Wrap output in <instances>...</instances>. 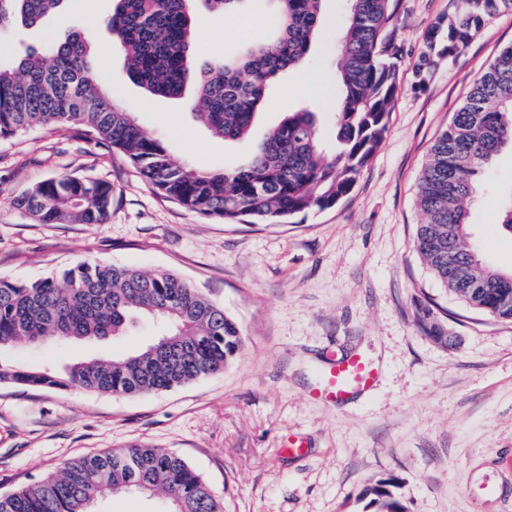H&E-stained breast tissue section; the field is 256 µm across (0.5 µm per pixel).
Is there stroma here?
I'll return each instance as SVG.
<instances>
[{"label":"stroma","instance_id":"obj_1","mask_svg":"<svg viewBox=\"0 0 512 512\" xmlns=\"http://www.w3.org/2000/svg\"><path fill=\"white\" fill-rule=\"evenodd\" d=\"M456 0H400L395 44L399 90L387 131L352 193L336 206L285 224L205 218L156 193L119 151L78 128L35 125L0 140V277L28 283L83 259L166 270L223 307L245 344L224 373L136 397L79 388L0 383V494L29 486L74 458L130 443L182 455L224 512H367L364 490L392 479L408 512H512V322L477 312L426 269L411 242L427 151L470 86L512 45V9L489 18L454 60L425 76L415 65L425 37ZM113 0H66L63 16L17 27L0 51L20 56L71 30L93 32L99 80L115 104L162 138L178 163L234 168L286 113L318 114L334 139L332 87L336 20L343 0H326L309 61L271 91L277 108L258 114L248 139L213 137L194 114V89L154 97L124 73V52L105 27ZM268 0L233 13L197 7L195 53L219 59L266 24ZM58 175L111 183L103 224H39L13 201ZM472 241L493 267L512 270V235L497 224L502 188L512 185V149L476 180ZM454 337L432 340L430 326ZM138 321L126 335L84 348L19 345L0 362L60 369L83 355L120 357L156 335ZM362 353L379 369L375 387L341 405L312 395L333 353ZM305 438L303 455L281 449Z\"/></svg>","mask_w":512,"mask_h":512}]
</instances>
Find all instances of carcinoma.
<instances>
[{
    "mask_svg": "<svg viewBox=\"0 0 512 512\" xmlns=\"http://www.w3.org/2000/svg\"><path fill=\"white\" fill-rule=\"evenodd\" d=\"M62 2L0 0V31L17 22L37 26ZM193 2L114 0L106 27L124 50L125 73L133 84L172 99L194 85L198 121L227 142L239 141L265 110L271 86L306 65L325 0H269L273 28L223 60L195 58ZM511 7L512 0H462L448 21L428 31L418 68L436 56L456 58L488 18ZM395 12L396 0H345L336 43L333 150L319 137L316 113L301 108L271 129L242 166L211 172L177 164L163 141L148 135L99 85L100 60L91 55L83 31L21 58L0 57V138L37 124L81 126L90 139L120 151L161 195L205 217L277 224L331 208L350 195L387 130L398 93ZM508 145L511 45L474 82L429 149L418 197L425 220L416 226L413 247L452 294L480 312L512 321V272L490 268L469 242L473 177ZM16 205L40 224H103L112 209V185L63 175L35 184ZM499 224L512 233V188ZM138 317L154 322L159 336L173 340L170 348H185L187 354L160 359L151 343L121 358L77 360L62 371L0 364V382L138 395L222 373L243 345L224 308L174 273L82 261L60 279L20 284L0 278V348L97 342L123 334ZM390 486L381 480L369 490L372 512H407ZM129 491L162 494L172 512H223L181 455L136 445L69 461L56 475L0 495V512H93L107 496Z\"/></svg>",
    "mask_w": 512,
    "mask_h": 512,
    "instance_id": "carcinoma-1",
    "label": "carcinoma"
}]
</instances>
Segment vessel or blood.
<instances>
[{
  "label": "vessel or blood",
  "mask_w": 512,
  "mask_h": 512,
  "mask_svg": "<svg viewBox=\"0 0 512 512\" xmlns=\"http://www.w3.org/2000/svg\"><path fill=\"white\" fill-rule=\"evenodd\" d=\"M378 370L363 357L336 358L330 363L314 396L324 402L340 404L357 391L371 389Z\"/></svg>",
  "instance_id": "b4317fda"
}]
</instances>
